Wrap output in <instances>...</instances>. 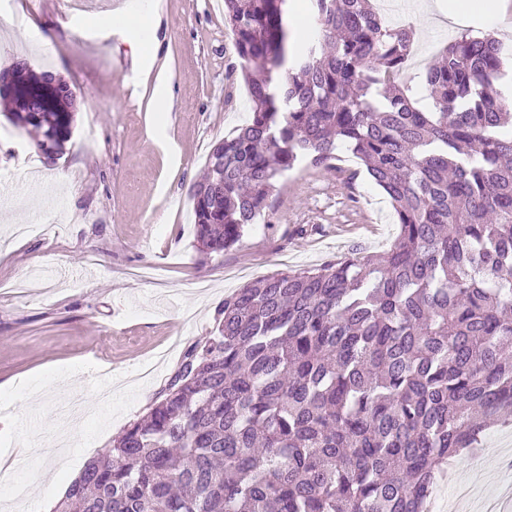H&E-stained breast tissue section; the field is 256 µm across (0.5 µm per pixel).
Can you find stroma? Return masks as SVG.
Masks as SVG:
<instances>
[{
	"label": "stroma",
	"mask_w": 512,
	"mask_h": 512,
	"mask_svg": "<svg viewBox=\"0 0 512 512\" xmlns=\"http://www.w3.org/2000/svg\"><path fill=\"white\" fill-rule=\"evenodd\" d=\"M130 19L76 14L66 0H29L26 20L0 0V68L25 59L77 96L74 131L56 163L0 115V455L33 496L58 503L71 478L58 458L62 380L79 370L94 403L70 432L72 455L100 456L157 400L186 350L215 329L225 297L256 279L322 265L351 249L382 251L394 210L350 152L337 170L300 166L278 180L273 218L249 226L219 258L196 248L190 190L212 146L246 123L252 103L233 36L212 0H123ZM156 26L158 46L148 40ZM172 107L152 110L158 78ZM95 119L93 142L82 136ZM357 171L346 185L345 170ZM312 225V233L297 229ZM512 433L499 422L477 454L454 459L512 512ZM46 474L32 483V474Z\"/></svg>",
	"instance_id": "1"
}]
</instances>
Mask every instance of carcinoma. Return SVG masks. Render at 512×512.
I'll return each instance as SVG.
<instances>
[{
    "mask_svg": "<svg viewBox=\"0 0 512 512\" xmlns=\"http://www.w3.org/2000/svg\"><path fill=\"white\" fill-rule=\"evenodd\" d=\"M224 0L252 101L193 185L198 251L240 242L277 178L335 167L344 147L390 200L399 232L224 298L165 392L74 480L57 512H427L448 462L512 416V94L500 43L464 33L423 82L396 84L410 29L372 0ZM32 111L0 112L36 146L75 117L13 64Z\"/></svg>",
    "mask_w": 512,
    "mask_h": 512,
    "instance_id": "cac0c4a2",
    "label": "carcinoma"
}]
</instances>
